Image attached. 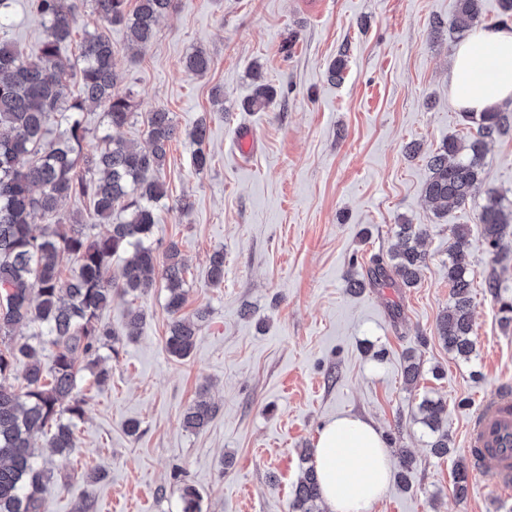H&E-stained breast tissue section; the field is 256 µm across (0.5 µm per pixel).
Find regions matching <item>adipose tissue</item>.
Listing matches in <instances>:
<instances>
[{"mask_svg": "<svg viewBox=\"0 0 512 512\" xmlns=\"http://www.w3.org/2000/svg\"><path fill=\"white\" fill-rule=\"evenodd\" d=\"M449 84L459 110L512 103V30L477 29L454 51ZM330 512H368L391 479L389 452L377 428L352 416L328 422L313 452Z\"/></svg>", "mask_w": 512, "mask_h": 512, "instance_id": "ef3b65f1", "label": "adipose tissue"}]
</instances>
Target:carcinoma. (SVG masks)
Here are the masks:
<instances>
[{"label": "carcinoma", "instance_id": "cac0c4a2", "mask_svg": "<svg viewBox=\"0 0 512 512\" xmlns=\"http://www.w3.org/2000/svg\"><path fill=\"white\" fill-rule=\"evenodd\" d=\"M46 24V36L35 56L0 38V512H46L43 489L51 474L34 459L33 438L42 434L47 447L58 452L77 447L74 420L83 417L85 399L78 390L84 370H91L97 384L109 379V371L97 368L99 351L119 341L102 324L101 315L116 295L135 298L156 284L166 288V309L171 316L167 353L178 360L193 351L204 315H186L187 268L176 245L158 260L148 240L157 224L156 206L168 198L161 178L167 151L180 129L171 112L157 108L146 117L148 148L111 135L135 117L131 93L116 90L117 60L108 37L87 32L77 59L63 56L62 46L71 39L75 13L72 0H31ZM93 13L104 24L122 25L131 42L151 43L159 19L172 11L175 0H89ZM482 0H457L452 21L429 22L433 38L446 28L464 33L482 25ZM210 57L201 49L184 59L186 71L202 75ZM79 74V90L68 95V78ZM276 90L268 84L255 87L248 107L269 106ZM103 110L101 146L88 152L83 112ZM463 120L475 130L467 140L450 138L429 154L425 195L442 209L468 203L482 185L486 145L512 124V109L495 107L484 112H465ZM63 127L59 139L45 142L47 125ZM195 146L192 163L202 171L211 162L204 148L208 138L201 119L187 132ZM485 203L479 221L483 244L496 254L512 223V209L493 188L484 190ZM67 199L90 200V218L108 225L104 234L90 232L84 218L64 221L58 217ZM39 215L44 224L33 222ZM423 230L417 224H399L396 246L370 259L364 279L355 288H411L425 264L419 250ZM132 252L117 275L110 273L112 257ZM74 259L69 278L62 277L61 258ZM471 242L466 228L454 229L448 246V281L451 301L437 322V335L449 351L463 360L475 352L472 339ZM208 281L224 282V253L210 258ZM500 322L512 326V294L496 279L488 281ZM144 320L139 308L128 311L125 336L138 335ZM38 325L41 339L14 338L16 329ZM53 347L51 365L43 357V345ZM22 370L23 387L10 382ZM217 407L205 396L189 405L182 415L186 429L200 431L213 419ZM448 404L425 398L418 405V422L433 436L431 448L439 456L450 452L444 428ZM470 464L456 463L453 490L462 498ZM181 512H201L197 490L181 486ZM322 492L314 469L306 467L294 489L291 512H320Z\"/></svg>", "mask_w": 512, "mask_h": 512}]
</instances>
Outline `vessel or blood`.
Returning <instances> with one entry per match:
<instances>
[{
    "instance_id": "1",
    "label": "vessel or blood",
    "mask_w": 512,
    "mask_h": 512,
    "mask_svg": "<svg viewBox=\"0 0 512 512\" xmlns=\"http://www.w3.org/2000/svg\"><path fill=\"white\" fill-rule=\"evenodd\" d=\"M466 446L472 457L494 454L501 475L500 489L512 492V388L501 387L495 397L474 412L467 425Z\"/></svg>"
}]
</instances>
